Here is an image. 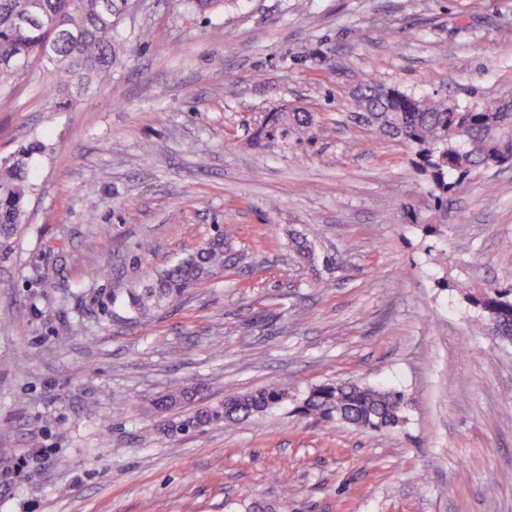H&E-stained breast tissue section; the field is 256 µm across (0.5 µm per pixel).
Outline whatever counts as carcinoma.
<instances>
[{
  "label": "carcinoma",
  "instance_id": "carcinoma-1",
  "mask_svg": "<svg viewBox=\"0 0 512 512\" xmlns=\"http://www.w3.org/2000/svg\"><path fill=\"white\" fill-rule=\"evenodd\" d=\"M129 0H0V65H12L17 73L0 71V88L27 73L40 61L54 74L52 86L59 97L53 111L60 112L95 87L112 81L120 46L113 32L127 11ZM365 111L356 120L380 134L400 139L414 148L412 164L429 179L438 210L448 205V192L471 171L512 161V112L501 111L497 98L475 99L448 109V100L418 96L371 79L359 98ZM309 112H274L271 128L264 131L275 140L277 130L300 137L312 125ZM43 149L33 142L18 154L0 160V264L16 251L26 222V207L33 186L26 159ZM239 254L227 228L206 240L196 251L158 273L152 283L128 292V305L139 319L176 304L191 288L234 267ZM484 311L478 329L512 339V291L492 289L479 299ZM195 387L187 384L160 396L155 408L195 399ZM288 397V387H271L247 394H230L224 401L203 407L194 415L167 424V430L186 432L224 421L261 415ZM403 395L390 387H373L357 381L328 383L312 388L303 411L324 420L373 430L392 429L402 422Z\"/></svg>",
  "mask_w": 512,
  "mask_h": 512
}]
</instances>
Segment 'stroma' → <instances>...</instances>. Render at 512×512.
Returning a JSON list of instances; mask_svg holds the SVG:
<instances>
[{
	"mask_svg": "<svg viewBox=\"0 0 512 512\" xmlns=\"http://www.w3.org/2000/svg\"><path fill=\"white\" fill-rule=\"evenodd\" d=\"M114 35L123 64L67 111L36 65L0 90V159L45 146L0 288V512H512V341L475 333L471 301L512 286V168L473 172L430 228L411 147L351 118L374 76L512 97V0H139ZM274 112L312 113L309 137L262 148ZM219 224L242 261L136 322L127 289ZM189 380L199 407L292 388L166 432L152 403ZM344 380L402 392V422L301 413ZM288 397V387H271L247 394H230L220 404L203 407L186 420L167 424V432H188L224 421L231 422L258 416L279 405Z\"/></svg>",
	"mask_w": 512,
	"mask_h": 512,
	"instance_id": "obj_1",
	"label": "stroma"
}]
</instances>
